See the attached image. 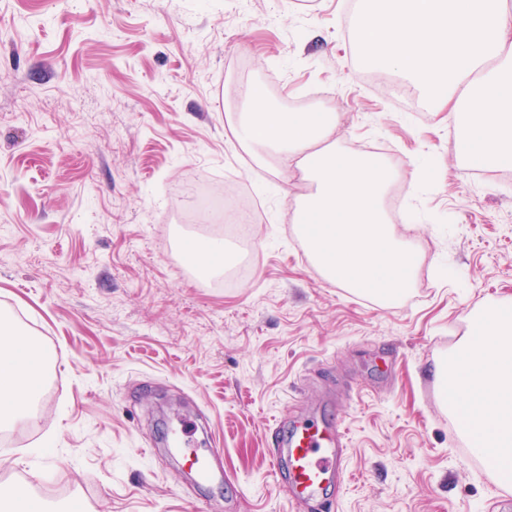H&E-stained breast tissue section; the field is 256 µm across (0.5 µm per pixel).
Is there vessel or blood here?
I'll use <instances>...</instances> for the list:
<instances>
[{
  "label": "vessel or blood",
  "instance_id": "b4317fda",
  "mask_svg": "<svg viewBox=\"0 0 512 512\" xmlns=\"http://www.w3.org/2000/svg\"><path fill=\"white\" fill-rule=\"evenodd\" d=\"M345 442L340 424L312 421L301 425L286 448L271 457L276 481L286 483L299 503L321 497L328 488L342 486Z\"/></svg>",
  "mask_w": 512,
  "mask_h": 512
}]
</instances>
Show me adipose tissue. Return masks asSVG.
Segmentation results:
<instances>
[{
  "instance_id": "ef3b65f1",
  "label": "adipose tissue",
  "mask_w": 512,
  "mask_h": 512,
  "mask_svg": "<svg viewBox=\"0 0 512 512\" xmlns=\"http://www.w3.org/2000/svg\"><path fill=\"white\" fill-rule=\"evenodd\" d=\"M360 13L356 41L377 70L432 90L437 110L465 116L464 155L487 169L512 165V8L507 0H386ZM436 377L473 451L512 484V305L478 309ZM44 351L18 329L0 337V428L29 417Z\"/></svg>"
}]
</instances>
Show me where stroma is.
Listing matches in <instances>:
<instances>
[{
    "mask_svg": "<svg viewBox=\"0 0 512 512\" xmlns=\"http://www.w3.org/2000/svg\"><path fill=\"white\" fill-rule=\"evenodd\" d=\"M357 0H0V318L50 354L35 416L0 429V482L48 512H512L442 406L435 365L481 304L512 301V177L469 166L463 118L384 97ZM258 84L277 110L334 112L329 143L395 150L408 292L385 305L325 279L290 223L312 184L256 162L228 116ZM250 184L242 245L185 224L176 186ZM252 266L209 284L184 240ZM346 432V482L293 504L276 427ZM227 482L181 473L166 439Z\"/></svg>",
    "mask_w": 512,
    "mask_h": 512,
    "instance_id": "stroma-1",
    "label": "stroma"
}]
</instances>
